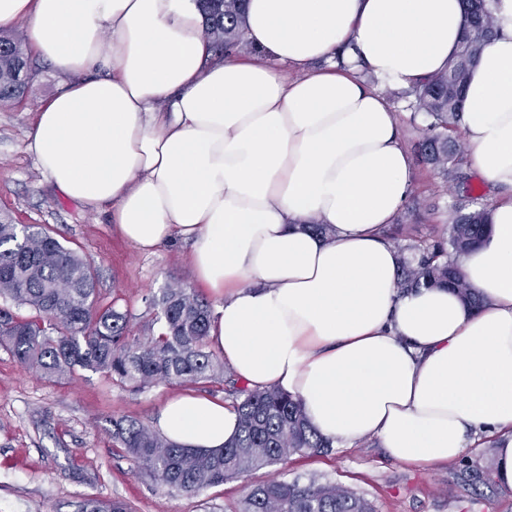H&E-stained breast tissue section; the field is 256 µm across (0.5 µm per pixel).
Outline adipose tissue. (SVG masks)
I'll use <instances>...</instances> for the list:
<instances>
[{
    "label": "adipose tissue",
    "mask_w": 512,
    "mask_h": 512,
    "mask_svg": "<svg viewBox=\"0 0 512 512\" xmlns=\"http://www.w3.org/2000/svg\"><path fill=\"white\" fill-rule=\"evenodd\" d=\"M472 64L462 130L490 186L491 231L461 256L478 295L402 291L381 234L414 186L391 102L366 68L409 88L444 69L462 0H248L255 52L214 57L195 0H0V29L68 79L28 148L59 195L110 206L142 251L193 245L216 298L210 343L249 388L300 400L332 445L377 440L424 468L486 441L512 488V0ZM291 66L295 78L279 72ZM331 225L323 237L303 228ZM227 403L184 395L162 409L169 440L219 449Z\"/></svg>",
    "instance_id": "obj_1"
}]
</instances>
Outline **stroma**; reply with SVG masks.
<instances>
[{
  "instance_id": "35a3bbf8",
  "label": "stroma",
  "mask_w": 512,
  "mask_h": 512,
  "mask_svg": "<svg viewBox=\"0 0 512 512\" xmlns=\"http://www.w3.org/2000/svg\"><path fill=\"white\" fill-rule=\"evenodd\" d=\"M64 78L32 60L23 98L0 106V218L45 227L92 265L102 303L131 315V333L152 334L148 296L178 284L196 288L190 247L176 241L144 252L110 220L109 207L91 208L57 194L25 144L42 101ZM414 193L423 206L404 222L416 236L433 239L448 226L457 199L437 171L415 160ZM184 385L158 382L137 389L89 370L49 379L0 347V512H75L86 497L121 498L134 512H238L243 500L276 473L315 479L365 495L376 512H512V493L496 482L468 486L459 464L411 469L384 454L376 440L318 455H293L273 470L245 473L195 494L172 493L140 474L112 439V423L126 420L155 428L162 406L187 393Z\"/></svg>"
}]
</instances>
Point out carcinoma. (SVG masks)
I'll use <instances>...</instances> for the list:
<instances>
[{
	"label": "carcinoma",
	"instance_id": "obj_1",
	"mask_svg": "<svg viewBox=\"0 0 512 512\" xmlns=\"http://www.w3.org/2000/svg\"><path fill=\"white\" fill-rule=\"evenodd\" d=\"M208 40L222 53H243L247 43L243 20L247 0H197ZM491 0H463L465 34L446 69L403 92L414 112L410 123L422 119L424 138L418 149L445 182L469 191L463 172L467 145L461 136V98L469 67L484 45L497 35ZM29 68L22 36L0 34V105L21 97L26 83L21 69ZM471 209L452 204L448 229L430 245L405 234L403 220L387 230L401 242L403 288L451 284L466 303L476 301L471 289L455 275L453 259L467 253L488 234L485 204L468 197ZM0 297L27 306L31 318H19L0 308V346L16 360L47 377H65L76 368L105 373L142 388L158 381L197 385L224 375V360L209 345L212 307L196 291L179 285L149 299L159 332L142 342L128 336L131 315L97 299L90 263L63 245L45 228L0 221ZM238 434L221 450L180 446L136 423L112 422V438L157 484L193 494L241 474L281 463L299 454L330 450L329 441L311 430L300 401L276 389L235 390ZM493 461L464 466L465 483L484 480ZM76 512H130L119 499L87 498ZM239 512H376L369 499L333 483L302 484L270 478L244 500Z\"/></svg>",
	"mask_w": 512,
	"mask_h": 512
}]
</instances>
